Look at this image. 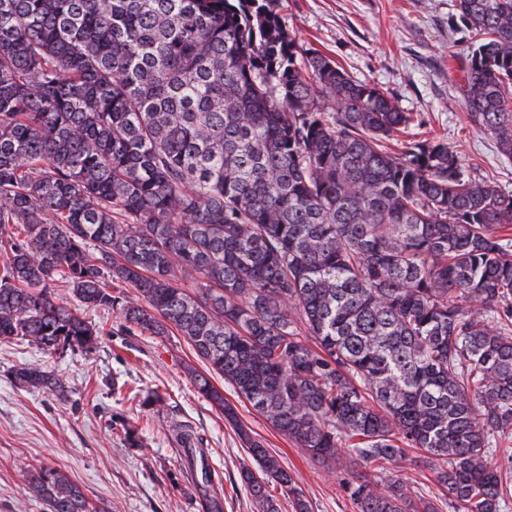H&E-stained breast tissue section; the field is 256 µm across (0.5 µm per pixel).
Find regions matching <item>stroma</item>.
I'll list each match as a JSON object with an SVG mask.
<instances>
[{"label":"stroma","mask_w":512,"mask_h":512,"mask_svg":"<svg viewBox=\"0 0 512 512\" xmlns=\"http://www.w3.org/2000/svg\"><path fill=\"white\" fill-rule=\"evenodd\" d=\"M455 0H282L280 14L300 45L334 59L350 77L394 97L416 121L410 138H436L458 152L473 178L512 193V160L469 120L459 86L469 32L454 17ZM100 329L87 351L44 354L0 343V512H48L24 488L28 469L44 465L78 485L99 512H203V490L184 469L173 421L204 440L207 463L220 478L224 512H257L239 480L253 460L223 414L202 397L190 370L203 362L179 335L121 329L116 313L94 317ZM41 365L65 395L16 386L13 370ZM239 419L290 471L313 512H356L332 465L303 455L223 379L214 378ZM167 394L164 412L141 405L136 391Z\"/></svg>","instance_id":"1"}]
</instances>
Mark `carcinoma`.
I'll list each match as a JSON object with an SVG mask.
<instances>
[{"mask_svg": "<svg viewBox=\"0 0 512 512\" xmlns=\"http://www.w3.org/2000/svg\"><path fill=\"white\" fill-rule=\"evenodd\" d=\"M475 41L462 93L512 159V0H456ZM413 114L292 37L279 0H0V341L88 350L91 312L184 337L188 368L255 468L258 512H312L238 420L224 378L357 512H452L512 497L490 455L512 438V194L440 140L388 141ZM62 287L69 300L56 296ZM17 386L61 393L34 364ZM172 432L189 473L205 451ZM50 512H97L34 466ZM403 467L399 473L403 474L402 477L406 479L407 483L417 488L422 494L435 497L443 512H448V507L445 505L444 500L443 503L439 501L441 500L440 494L442 490L435 483L433 474L429 470L417 468L411 461L403 462Z\"/></svg>", "mask_w": 512, "mask_h": 512, "instance_id": "carcinoma-1", "label": "carcinoma"}]
</instances>
